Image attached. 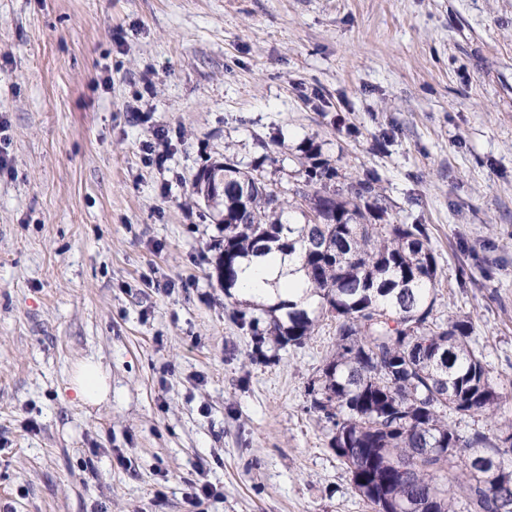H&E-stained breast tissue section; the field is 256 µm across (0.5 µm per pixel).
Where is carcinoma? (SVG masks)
I'll return each instance as SVG.
<instances>
[{
	"label": "carcinoma",
	"instance_id": "1",
	"mask_svg": "<svg viewBox=\"0 0 512 512\" xmlns=\"http://www.w3.org/2000/svg\"><path fill=\"white\" fill-rule=\"evenodd\" d=\"M305 192L285 197L230 155L201 170L195 194L224 225L217 277L236 296L244 262L270 244L298 255L307 302L245 303L235 320L250 328L255 352L271 341L300 347L325 319L336 320V353L311 390L313 407L332 422L331 447L373 512H512V432L460 436L453 413L493 417L506 396L492 385L470 345L472 323L434 317L437 259L422 224H399L376 178L348 194L328 162H300ZM224 176V196L209 202ZM466 477L461 505L439 487Z\"/></svg>",
	"mask_w": 512,
	"mask_h": 512
}]
</instances>
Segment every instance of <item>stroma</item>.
<instances>
[{
	"mask_svg": "<svg viewBox=\"0 0 512 512\" xmlns=\"http://www.w3.org/2000/svg\"><path fill=\"white\" fill-rule=\"evenodd\" d=\"M228 146L378 178L512 393V0H0V512H372L310 407L335 321L258 358L232 318L193 193ZM75 398L86 405H97L108 398L110 387L107 376L94 362L82 363L70 382Z\"/></svg>",
	"mask_w": 512,
	"mask_h": 512,
	"instance_id": "stroma-1",
	"label": "stroma"
}]
</instances>
